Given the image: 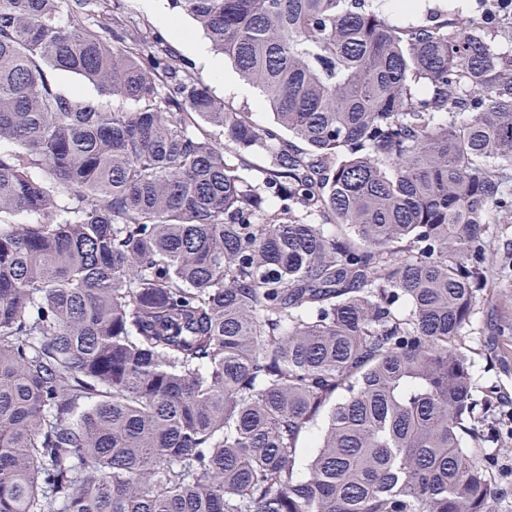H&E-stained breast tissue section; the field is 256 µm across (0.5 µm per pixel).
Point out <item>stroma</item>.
I'll use <instances>...</instances> for the list:
<instances>
[{"label": "stroma", "instance_id": "35a3bbf8", "mask_svg": "<svg viewBox=\"0 0 512 512\" xmlns=\"http://www.w3.org/2000/svg\"><path fill=\"white\" fill-rule=\"evenodd\" d=\"M371 5L398 26L420 24L436 14L452 17L460 11L455 0H416L415 7L405 13L395 10L393 0H371ZM102 6L104 12H118L144 36L162 35L184 63L187 74L202 78L211 95L224 101L227 108L250 113L256 125L272 124L269 109L226 90L224 77L237 75L232 64H225L224 73L219 76L189 51L187 38L200 36L191 17L177 15L178 27L173 30L146 11L141 0H103ZM489 243L506 272L490 277L483 288L461 346L471 361L475 390L491 402L488 420L491 440L469 444L468 450L479 459L494 457L492 478L498 490L495 510L512 512V222L503 224L491 220Z\"/></svg>", "mask_w": 512, "mask_h": 512}]
</instances>
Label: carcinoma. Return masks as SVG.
Wrapping results in <instances>:
<instances>
[{"instance_id":"carcinoma-1","label":"carcinoma","mask_w":512,"mask_h":512,"mask_svg":"<svg viewBox=\"0 0 512 512\" xmlns=\"http://www.w3.org/2000/svg\"><path fill=\"white\" fill-rule=\"evenodd\" d=\"M171 5L272 125L100 0H0V512H495L458 339L512 52L366 0ZM245 167L241 168V174L253 184H258L265 176L269 164L268 155L264 152L252 153L246 156Z\"/></svg>"}]
</instances>
